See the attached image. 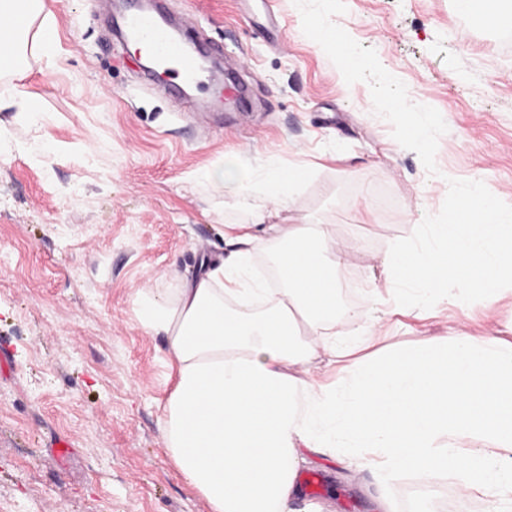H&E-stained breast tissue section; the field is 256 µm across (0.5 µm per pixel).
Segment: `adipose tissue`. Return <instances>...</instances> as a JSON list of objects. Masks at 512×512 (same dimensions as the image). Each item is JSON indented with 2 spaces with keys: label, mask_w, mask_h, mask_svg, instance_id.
<instances>
[{
  "label": "adipose tissue",
  "mask_w": 512,
  "mask_h": 512,
  "mask_svg": "<svg viewBox=\"0 0 512 512\" xmlns=\"http://www.w3.org/2000/svg\"><path fill=\"white\" fill-rule=\"evenodd\" d=\"M44 9V0H0V43L12 46L1 72L18 67L27 45L51 50ZM309 176L269 171L244 186L234 163L205 171L235 191L250 222L225 225L228 259L134 295L139 327L164 337L176 367L162 424L174 466L211 512H288L304 448H354L380 472L447 473L464 490L512 497V339L454 329L375 352L382 316L336 313L354 246L336 247L331 224L274 221L286 189ZM270 243L274 288L252 274ZM381 266L397 312L426 317L462 290L497 315L512 288V205L470 195L446 223L415 225ZM345 317L358 327L340 340Z\"/></svg>",
  "instance_id": "1"
}]
</instances>
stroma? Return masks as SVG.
<instances>
[{
    "instance_id": "stroma-1",
    "label": "stroma",
    "mask_w": 512,
    "mask_h": 512,
    "mask_svg": "<svg viewBox=\"0 0 512 512\" xmlns=\"http://www.w3.org/2000/svg\"><path fill=\"white\" fill-rule=\"evenodd\" d=\"M205 51L222 50L243 108L210 109L146 85L95 0H45L56 45L29 48L0 82V512H210L174 467L160 430L174 376L161 337L138 326L133 297L224 255V227L250 213L198 180L309 166L279 224L323 222L357 242L341 297L370 306L389 245L444 221L480 193L512 204V26L483 29L453 0H165ZM342 29L358 62L342 71L313 24ZM27 100L33 113L20 111ZM427 113L428 150L405 144ZM507 334L512 314L464 303L423 319L386 316L389 349L447 335ZM70 445L55 456L57 441ZM293 512H500L494 493L457 478L413 489L347 448L304 450Z\"/></svg>"
}]
</instances>
